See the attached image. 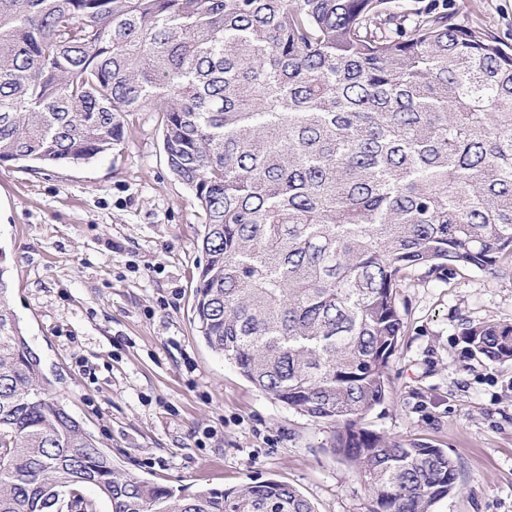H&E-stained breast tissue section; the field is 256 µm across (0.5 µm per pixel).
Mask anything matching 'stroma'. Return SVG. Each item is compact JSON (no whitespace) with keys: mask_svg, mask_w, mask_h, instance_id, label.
<instances>
[{"mask_svg":"<svg viewBox=\"0 0 512 512\" xmlns=\"http://www.w3.org/2000/svg\"><path fill=\"white\" fill-rule=\"evenodd\" d=\"M456 20L512 48V0H454ZM79 165L0 164V249L11 306L55 394L117 466L156 484L240 488L275 479L317 512H371L329 425L272 399L200 339L194 286L203 214L170 172L158 113ZM391 393L366 426L448 451L459 490L438 512H512V362L468 358L461 321L512 322V277L411 278Z\"/></svg>","mask_w":512,"mask_h":512,"instance_id":"35a3bbf8","label":"stroma"}]
</instances>
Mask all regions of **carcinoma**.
<instances>
[{
  "mask_svg": "<svg viewBox=\"0 0 512 512\" xmlns=\"http://www.w3.org/2000/svg\"><path fill=\"white\" fill-rule=\"evenodd\" d=\"M160 113L198 201L195 320L271 398L333 425L371 512H436L448 453L364 426L390 389L397 288L461 268L512 275V49L412 0H0V161L88 162ZM0 249V512H316L293 486L142 480L53 393L12 310ZM512 361V322L465 323Z\"/></svg>",
  "mask_w": 512,
  "mask_h": 512,
  "instance_id": "1",
  "label": "carcinoma"
}]
</instances>
